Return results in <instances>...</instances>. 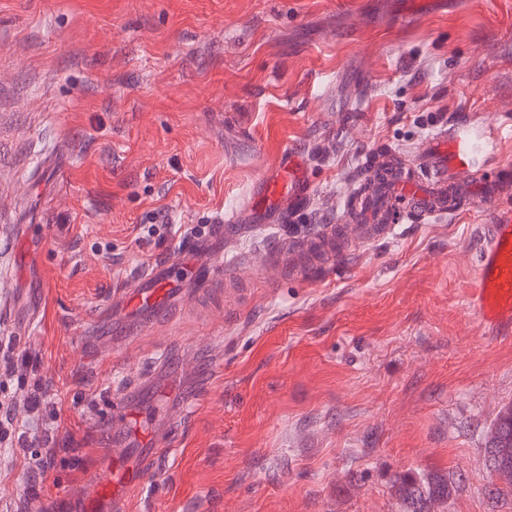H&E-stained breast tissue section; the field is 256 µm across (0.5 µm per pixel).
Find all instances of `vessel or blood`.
<instances>
[{
    "instance_id": "1",
    "label": "vessel or blood",
    "mask_w": 512,
    "mask_h": 512,
    "mask_svg": "<svg viewBox=\"0 0 512 512\" xmlns=\"http://www.w3.org/2000/svg\"><path fill=\"white\" fill-rule=\"evenodd\" d=\"M473 155L474 145L468 129L458 126L439 131L430 139L416 164L378 184L374 194L363 193L349 201L346 223L325 225L305 242L281 245L266 255L265 265L284 267L301 278L307 265L335 261L337 254L350 242L351 227H359L366 238L375 239L390 233L398 224L467 211L479 195L489 201L498 200V183H475L471 175ZM297 157L293 150L284 153L280 162L282 178L261 174L254 179L248 203L260 223L272 224L289 218L309 198V181L293 174ZM238 230L236 218L228 217L214 226L210 241L195 244L194 253L203 271L209 274L223 271L224 252L220 244ZM177 262V257H170L151 273L130 282L123 292L124 306L145 309L155 316L166 314L171 308L166 285ZM475 286L486 315L512 304V220L486 226ZM168 447L169 442L163 437L145 442L138 449L142 464L134 467L127 462L126 447L114 442L107 469L94 473L93 492L83 499L79 512H101L106 502L111 503L113 512H125L123 489L141 485L149 465L166 456Z\"/></svg>"
}]
</instances>
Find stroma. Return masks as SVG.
Returning <instances> with one entry per match:
<instances>
[{
    "instance_id": "35a3bbf8",
    "label": "stroma",
    "mask_w": 512,
    "mask_h": 512,
    "mask_svg": "<svg viewBox=\"0 0 512 512\" xmlns=\"http://www.w3.org/2000/svg\"><path fill=\"white\" fill-rule=\"evenodd\" d=\"M477 134L475 178L512 160V0H0V333L37 359L0 386L43 494L79 501L131 390L129 443L173 448L126 512H402L406 472L455 473L439 512L489 498L484 435L512 403V320L474 286L484 227L512 196L397 225L305 278L255 275L246 301L197 287L155 210L212 227L296 148L313 196L242 236L246 256L336 222L359 168L410 160L445 126ZM174 318L115 304L170 254ZM45 402L24 406L34 383Z\"/></svg>"
}]
</instances>
